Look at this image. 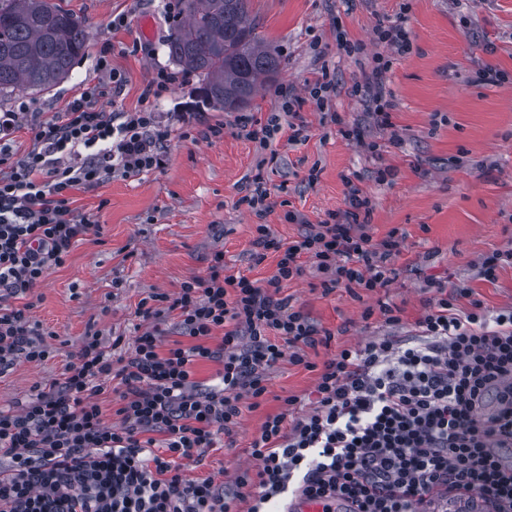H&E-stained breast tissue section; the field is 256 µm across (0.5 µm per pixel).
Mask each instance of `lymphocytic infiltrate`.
Returning a JSON list of instances; mask_svg holds the SVG:
<instances>
[{"label":"lymphocytic infiltrate","instance_id":"lymphocytic-infiltrate-1","mask_svg":"<svg viewBox=\"0 0 512 512\" xmlns=\"http://www.w3.org/2000/svg\"><path fill=\"white\" fill-rule=\"evenodd\" d=\"M364 98L391 144L394 103L383 87L394 56L412 41L400 24L378 23ZM178 77L158 68L141 93L142 109L100 106V85L86 84L62 112L34 124L32 149L13 159L11 139L26 105L0 112V371L49 356L24 295L63 264L72 245L93 229L72 206L71 191L103 177H124L163 166L173 128L151 104ZM323 117L357 140L332 112L336 83L329 72L308 82ZM237 132L260 149L280 133L304 142L309 129L283 98L279 111L241 112ZM345 209L317 223L288 211L302 225L285 241L267 224L277 203L264 186L240 200L259 220L251 256H275L267 284L228 272L215 250L204 275L175 294L155 292L137 314L146 323L128 356L112 359L100 336L86 337L62 379L37 385L21 408L0 411V512H224L213 479L190 482L182 469L199 464L218 436H233L244 411L268 393L267 372L281 360L316 372L309 412L282 399L267 414L248 453L252 468L234 483L251 498L249 512H267L274 500L300 497L325 512H423L437 494L483 501L490 512H512V448L496 452L498 429L512 430V309L494 311L469 289L448 293L432 280L417 340L370 338L316 364L308 350L332 334L281 298L283 284L315 268L324 292L375 294L398 277L406 232L374 238L370 197L345 179ZM467 306H458V299ZM175 319L180 337L168 342L159 324ZM201 362L217 364L214 382L195 377ZM112 390L118 424H105L97 395ZM165 451L146 455L154 435Z\"/></svg>","mask_w":512,"mask_h":512}]
</instances>
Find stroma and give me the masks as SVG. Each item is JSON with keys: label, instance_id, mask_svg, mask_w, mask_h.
Instances as JSON below:
<instances>
[{"label": "stroma", "instance_id": "stroma-1", "mask_svg": "<svg viewBox=\"0 0 512 512\" xmlns=\"http://www.w3.org/2000/svg\"><path fill=\"white\" fill-rule=\"evenodd\" d=\"M63 6L89 23L90 41L69 77L51 91H25L0 101L5 110L21 100L29 105L12 137L18 158L32 145L31 113L50 119L82 85L97 80L102 42L111 43L112 67L124 79L120 94L104 98L109 109L141 108L142 90L157 66L171 64L165 41L172 22L157 0H64ZM249 11L260 39L283 61L280 73L259 87L250 109L274 112L283 95L297 98L308 139L291 145L286 135H278L271 145L275 161L262 164L263 150L236 133L234 113L201 102L195 77L174 85L155 110L199 112L202 120L193 122L188 138L171 141L162 168L111 176L72 191L73 208L100 231L79 240L64 264L28 293L31 319L53 354L42 363L19 362L0 372V408H16L28 401L34 385L61 378L87 336L122 337L117 351H128L140 322V301L156 290L177 292L182 282L203 275L216 249H223L231 272L267 283L276 260L253 263L256 219L237 204L258 170L274 200L313 222L343 207L344 177L358 179L372 200L375 237L395 226L407 234L396 263L399 276L379 295L359 301L343 288L324 293L321 274L310 267L283 285L281 296L333 334L329 346L308 350L311 362L322 363L372 336L412 340L430 279L452 292L472 288L490 309L512 307V266L499 268L491 281L478 273L483 256L512 248V0H249ZM117 15L126 16L127 25L113 32L109 24ZM381 21L403 23L412 38L410 53L396 57L385 80L401 137L397 146L388 144L387 133L350 94L362 81L367 60L336 47L342 29L366 43L368 53L377 52L373 29ZM324 64L336 73L334 108L361 129L362 142L321 125V114L308 99L306 85ZM486 64L506 71L505 83L482 81L479 70ZM215 124L223 125V138L207 139V126ZM375 141L386 146L378 159L368 150ZM313 167L319 179L311 184L306 177ZM381 167L390 169L388 181H378ZM379 301L399 310L400 325L378 316L364 324V306ZM268 376L271 396L243 413L234 446L210 449L199 466L183 470L185 479L210 477L222 485L230 512H248L251 505L238 497L233 476L251 465L247 450L266 415L279 408L281 398L307 396L317 374L282 361Z\"/></svg>", "mask_w": 512, "mask_h": 512}]
</instances>
